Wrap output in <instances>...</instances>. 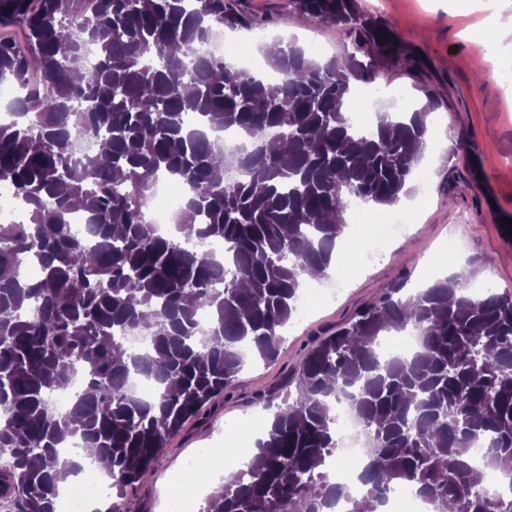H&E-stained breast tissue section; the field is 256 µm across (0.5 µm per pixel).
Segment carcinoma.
I'll use <instances>...</instances> for the list:
<instances>
[{"instance_id":"carcinoma-1","label":"carcinoma","mask_w":512,"mask_h":512,"mask_svg":"<svg viewBox=\"0 0 512 512\" xmlns=\"http://www.w3.org/2000/svg\"><path fill=\"white\" fill-rule=\"evenodd\" d=\"M296 12L356 33L353 51L317 61L290 42L268 54L278 79L200 54L214 24L258 29L230 0H0V82L19 89L0 122V182L23 210L0 223V508L57 512L81 471L70 446L109 462L106 512H131L169 437L232 387L247 363L271 362L297 313L303 274L331 266L355 203L392 206L409 193L426 104L382 112L363 134L349 100L357 81L410 59L389 23L358 0H288ZM388 35H383L382 31ZM384 42H379V38ZM99 50L84 60L87 44ZM246 141L235 155L207 130ZM101 137L76 157L78 142ZM186 191L174 232L158 234L143 203L158 179ZM89 238L71 235L75 214ZM224 242V260L196 248ZM35 265L29 280L23 269ZM473 272L412 295L396 283L329 330L283 390L245 470L201 512H336L352 494L328 473L345 397L368 444L361 496L380 512L415 488L429 512H512V297L473 294ZM207 312L211 327L197 317ZM418 348L382 355L407 329ZM125 334H146L132 352ZM153 380L131 396V375ZM65 412L49 397L76 376ZM487 443L477 457L471 445Z\"/></svg>"}]
</instances>
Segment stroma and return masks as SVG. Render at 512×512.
Instances as JSON below:
<instances>
[{
	"mask_svg": "<svg viewBox=\"0 0 512 512\" xmlns=\"http://www.w3.org/2000/svg\"><path fill=\"white\" fill-rule=\"evenodd\" d=\"M379 19L391 23L410 53H423L425 67L402 64L378 77L374 88L383 101L405 97L409 103L432 99L437 123L429 133L438 142L465 135L480 159L475 177L464 153L441 150L414 167L408 198L416 202L409 233L384 256L352 271L339 295L315 314L293 320L271 364L248 362L226 395L208 408V424L189 421L168 440L154 473L130 489L133 512H170L169 493L202 449L224 440L239 448L242 419L261 414L253 398L277 385L295 369L311 344L329 329L349 320L394 282H418L428 276L434 257L452 254L475 268V285L493 282L496 292L512 295V243L501 235V218L512 219V91L497 78L512 69V48H488L469 41L486 27L488 0H360ZM236 8L264 23L266 33L295 39L316 59L328 60L349 50L353 35L289 12L288 0H236ZM460 244L448 246L449 230Z\"/></svg>",
	"mask_w": 512,
	"mask_h": 512,
	"instance_id": "35a3bbf8",
	"label": "stroma"
}]
</instances>
